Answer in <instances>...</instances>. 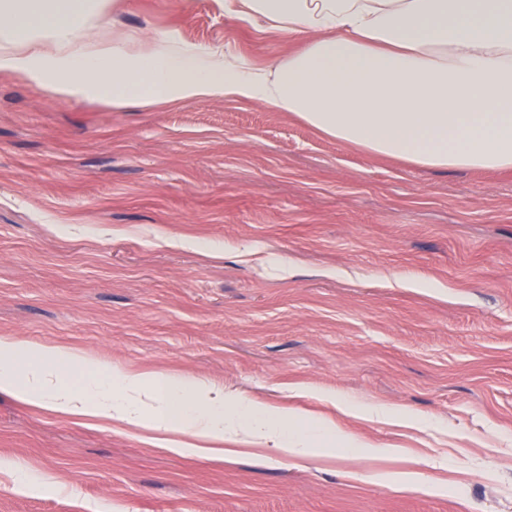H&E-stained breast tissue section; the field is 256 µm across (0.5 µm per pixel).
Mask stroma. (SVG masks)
I'll list each match as a JSON object with an SVG mask.
<instances>
[{"mask_svg": "<svg viewBox=\"0 0 512 512\" xmlns=\"http://www.w3.org/2000/svg\"><path fill=\"white\" fill-rule=\"evenodd\" d=\"M116 31L258 65L296 47L224 0H123ZM0 336L400 451L241 442L223 464L0 393V512H512V171L402 165L255 103L115 112L0 74ZM329 400H331L334 404L340 406L344 411H359L371 415H376L377 417L385 418V419H395V420H414L415 417L410 416V414L393 409L387 406L380 405H369V406H357L353 405L347 400L337 399L335 396H330Z\"/></svg>", "mask_w": 512, "mask_h": 512, "instance_id": "obj_1", "label": "stroma"}]
</instances>
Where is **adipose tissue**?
Returning a JSON list of instances; mask_svg holds the SVG:
<instances>
[{"label": "adipose tissue", "mask_w": 512, "mask_h": 512, "mask_svg": "<svg viewBox=\"0 0 512 512\" xmlns=\"http://www.w3.org/2000/svg\"><path fill=\"white\" fill-rule=\"evenodd\" d=\"M111 0H0V72L61 98L134 106L214 99L293 113L324 136L435 169L512 170V0H224L298 49L265 66L171 35L76 46ZM0 392L85 421L117 419L152 445L223 458L242 430L291 459L373 454L335 421L169 372H130L77 349L0 338Z\"/></svg>", "instance_id": "adipose-tissue-1"}]
</instances>
